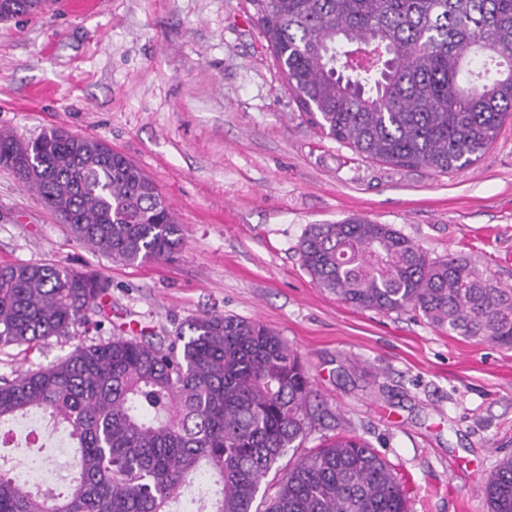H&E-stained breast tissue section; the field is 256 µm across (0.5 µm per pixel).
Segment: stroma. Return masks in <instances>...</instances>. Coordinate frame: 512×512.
I'll return each mask as SVG.
<instances>
[{
    "instance_id": "35a3bbf8",
    "label": "stroma",
    "mask_w": 512,
    "mask_h": 512,
    "mask_svg": "<svg viewBox=\"0 0 512 512\" xmlns=\"http://www.w3.org/2000/svg\"><path fill=\"white\" fill-rule=\"evenodd\" d=\"M52 128L140 167L183 244L166 261L112 260L0 167V263L110 284L81 338L0 347V376L116 332L164 341L205 313L256 320L298 353L321 404L304 450L351 429L391 464L411 512H489L481 486L512 456V349L410 310L352 308L311 280L297 245L309 225L365 217L512 287V123L464 169L375 163L302 120L247 0H97L83 15L52 0L0 22V130Z\"/></svg>"
}]
</instances>
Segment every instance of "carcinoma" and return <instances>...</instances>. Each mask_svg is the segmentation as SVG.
Wrapping results in <instances>:
<instances>
[{"instance_id":"cac0c4a2","label":"carcinoma","mask_w":512,"mask_h":512,"mask_svg":"<svg viewBox=\"0 0 512 512\" xmlns=\"http://www.w3.org/2000/svg\"><path fill=\"white\" fill-rule=\"evenodd\" d=\"M46 0H0V22ZM253 18L322 135L360 157L448 173L478 161L512 121V0H249ZM11 168L83 244L130 265L167 259L181 225L154 182L102 141L0 131ZM311 279L341 302L414 310L450 335L512 346V289L453 257H429L390 224H312L298 244ZM109 283L50 264L0 265V345L86 326ZM299 355L267 326L210 313L175 336L115 334L0 378L6 425L46 414L68 431L72 473L33 492L2 459L0 512H410L381 454L346 432L286 468L319 405ZM274 473L272 495H259ZM512 512V456L482 486Z\"/></svg>"}]
</instances>
